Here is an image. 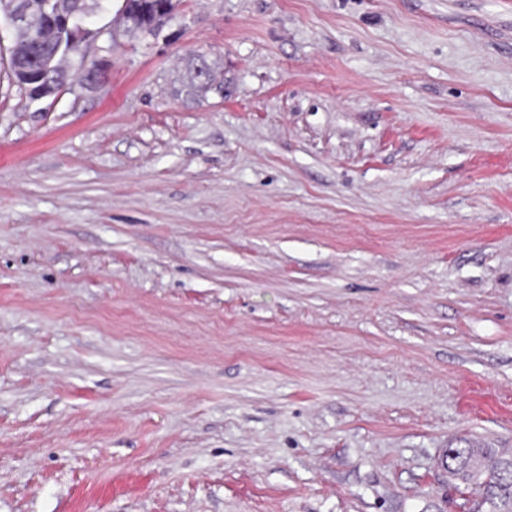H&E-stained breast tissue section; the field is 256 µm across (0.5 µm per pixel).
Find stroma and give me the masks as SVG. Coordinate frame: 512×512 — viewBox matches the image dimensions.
Masks as SVG:
<instances>
[{"label":"stroma","mask_w":512,"mask_h":512,"mask_svg":"<svg viewBox=\"0 0 512 512\" xmlns=\"http://www.w3.org/2000/svg\"><path fill=\"white\" fill-rule=\"evenodd\" d=\"M121 6L37 102L0 23V512H456L441 451H512V0ZM155 1H163V3H157ZM127 10L131 14L137 15L142 25L145 29H149L151 32L150 26L152 24V15L155 10L159 7L165 6L169 10L174 11L176 7V3L174 0H126ZM172 17V12L164 11V9H158V11L154 15V24L164 25L166 24Z\"/></svg>","instance_id":"35a3bbf8"}]
</instances>
